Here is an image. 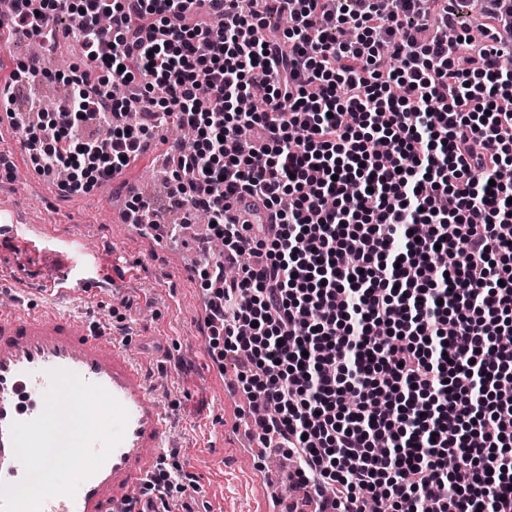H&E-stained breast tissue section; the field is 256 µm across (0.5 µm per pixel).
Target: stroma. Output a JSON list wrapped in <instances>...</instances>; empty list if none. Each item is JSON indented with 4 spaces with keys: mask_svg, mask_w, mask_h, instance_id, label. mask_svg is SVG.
<instances>
[{
    "mask_svg": "<svg viewBox=\"0 0 512 512\" xmlns=\"http://www.w3.org/2000/svg\"><path fill=\"white\" fill-rule=\"evenodd\" d=\"M126 196L107 188L76 195L23 169H0V203L14 211L31 236L65 240L77 250L54 260L38 250L16 248L0 238V283L19 288L58 310L106 319L111 335L126 339L128 350L148 365L156 392L172 418L168 464L209 480L185 498L186 512H252L260 487L219 433L240 418L239 407L224 404V388L200 367L209 330L198 302L205 294L197 274L182 277L166 254L135 236L121 237L112 208ZM68 275L74 288L52 292L48 286Z\"/></svg>",
    "mask_w": 512,
    "mask_h": 512,
    "instance_id": "stroma-1",
    "label": "stroma"
}]
</instances>
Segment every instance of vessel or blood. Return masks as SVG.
I'll return each instance as SVG.
<instances>
[{
  "instance_id": "obj_1",
  "label": "vessel or blood",
  "mask_w": 512,
  "mask_h": 512,
  "mask_svg": "<svg viewBox=\"0 0 512 512\" xmlns=\"http://www.w3.org/2000/svg\"><path fill=\"white\" fill-rule=\"evenodd\" d=\"M64 369L101 385L127 409L125 437L75 497L48 498L41 512H124L163 466L170 417L155 396L147 366L113 341L103 323L0 299V484L24 477L10 428L44 410L51 371Z\"/></svg>"
}]
</instances>
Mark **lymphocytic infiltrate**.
Here are the masks:
<instances>
[{"label":"lymphocytic infiltrate","mask_w":512,"mask_h":512,"mask_svg":"<svg viewBox=\"0 0 512 512\" xmlns=\"http://www.w3.org/2000/svg\"><path fill=\"white\" fill-rule=\"evenodd\" d=\"M288 2L71 0L96 80L68 77L61 110L26 127L32 159L83 192L179 114L195 139L171 196L193 193L224 242L201 269L224 282L210 344L246 357L262 443L335 512H512V184L495 179L512 0H484L474 31L459 0ZM116 83L146 120L86 134L130 106ZM241 192L269 223L225 217Z\"/></svg>","instance_id":"lymphocytic-infiltrate-1"}]
</instances>
